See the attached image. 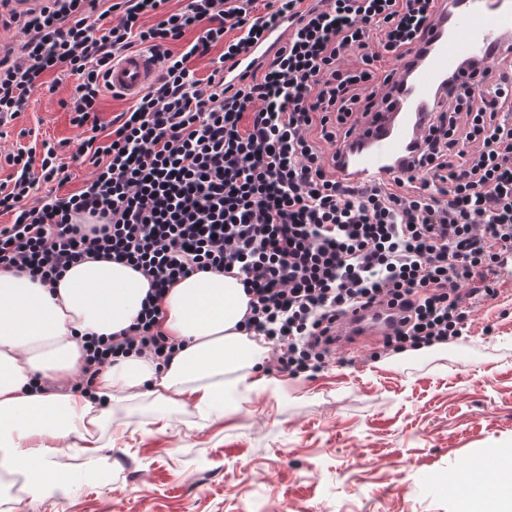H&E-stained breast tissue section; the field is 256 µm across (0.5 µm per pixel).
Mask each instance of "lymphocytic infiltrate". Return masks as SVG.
<instances>
[{
	"mask_svg": "<svg viewBox=\"0 0 512 512\" xmlns=\"http://www.w3.org/2000/svg\"><path fill=\"white\" fill-rule=\"evenodd\" d=\"M169 2L38 0L16 11L0 0V26L23 35L19 52L0 56V116L17 117L46 74L77 76L75 156L93 167L77 191L38 198L39 185L71 178L55 147L6 155L14 172L0 182V214L13 221L0 225V265L50 287L75 261L103 257L153 284L128 328L84 341L76 388L93 392L103 366L129 357L167 365L175 347L156 329L159 297L200 271L238 273L245 330L268 345L269 374L324 369L341 320L367 306L405 311L373 360L463 336L497 298L490 276L512 248V73L489 67L482 83L449 90L413 174L353 185L336 150L390 88L395 63L417 53L438 0ZM279 18L288 36L273 56L225 84L226 65ZM217 46L197 79L191 61ZM137 51L158 58L160 75L104 126L108 68Z\"/></svg>",
	"mask_w": 512,
	"mask_h": 512,
	"instance_id": "lymphocytic-infiltrate-1",
	"label": "lymphocytic infiltrate"
}]
</instances>
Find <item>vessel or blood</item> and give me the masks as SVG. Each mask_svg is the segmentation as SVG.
<instances>
[{
	"mask_svg": "<svg viewBox=\"0 0 512 512\" xmlns=\"http://www.w3.org/2000/svg\"><path fill=\"white\" fill-rule=\"evenodd\" d=\"M475 63L512 71V0H440L419 54L401 71L357 143L338 156L343 175L354 182L379 183L412 173L445 85L470 83ZM159 74L154 56L134 52L112 64L107 80L114 92L131 96L153 84ZM401 316L396 307H370L349 314L343 323V350L359 354L377 346Z\"/></svg>",
	"mask_w": 512,
	"mask_h": 512,
	"instance_id": "1",
	"label": "vessel or blood"
}]
</instances>
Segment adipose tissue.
Segmentation results:
<instances>
[{"instance_id": "adipose-tissue-1", "label": "adipose tissue", "mask_w": 512, "mask_h": 512, "mask_svg": "<svg viewBox=\"0 0 512 512\" xmlns=\"http://www.w3.org/2000/svg\"><path fill=\"white\" fill-rule=\"evenodd\" d=\"M150 288L132 266L105 259L70 266L50 288L0 268V474L21 476L31 500L71 488L58 458L101 451L97 434L113 406L148 396L208 416L223 412L237 383L268 388L267 349L238 328L249 301L242 283L199 272L172 283L161 300L158 329L178 346L168 367L133 357L104 367L94 394L75 389L81 337L127 328Z\"/></svg>"}]
</instances>
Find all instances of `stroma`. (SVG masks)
<instances>
[{"mask_svg": "<svg viewBox=\"0 0 512 512\" xmlns=\"http://www.w3.org/2000/svg\"><path fill=\"white\" fill-rule=\"evenodd\" d=\"M76 83L31 94L0 139V181L6 153L46 141L73 174L61 193L80 186L90 168L73 158L65 106ZM275 383L282 394H237L207 419L148 397L118 405L111 447L62 457L71 492L24 512H463L455 479L512 455V295L404 362L360 354Z\"/></svg>", "mask_w": 512, "mask_h": 512, "instance_id": "stroma-1", "label": "stroma"}]
</instances>
